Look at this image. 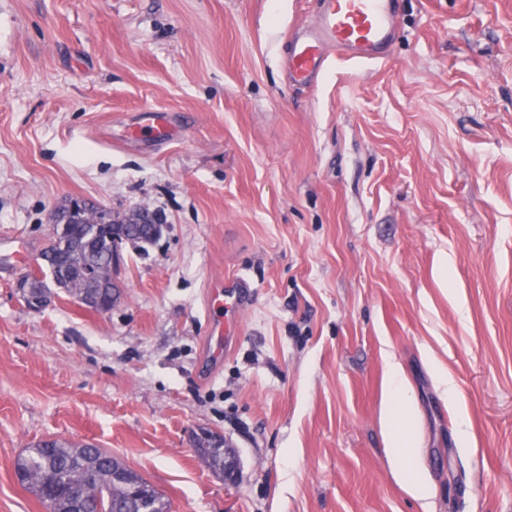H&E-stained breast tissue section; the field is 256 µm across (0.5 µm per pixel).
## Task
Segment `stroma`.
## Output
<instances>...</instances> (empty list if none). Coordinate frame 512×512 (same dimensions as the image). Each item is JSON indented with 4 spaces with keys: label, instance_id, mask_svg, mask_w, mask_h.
<instances>
[{
    "label": "stroma",
    "instance_id": "stroma-1",
    "mask_svg": "<svg viewBox=\"0 0 512 512\" xmlns=\"http://www.w3.org/2000/svg\"><path fill=\"white\" fill-rule=\"evenodd\" d=\"M399 7L385 61L295 89L314 0H0V512H47L14 462L49 439L111 452L172 512H512V0ZM146 112L179 137L115 140ZM74 199L164 224L123 244L105 313L17 288ZM229 277L251 299L214 361ZM389 354L423 500L382 421ZM224 447L229 445L224 441ZM224 447L211 448L200 444L197 445L196 453L199 458L216 474L224 475V482L233 484L236 482L239 473V461L237 454L229 456L224 464Z\"/></svg>",
    "mask_w": 512,
    "mask_h": 512
}]
</instances>
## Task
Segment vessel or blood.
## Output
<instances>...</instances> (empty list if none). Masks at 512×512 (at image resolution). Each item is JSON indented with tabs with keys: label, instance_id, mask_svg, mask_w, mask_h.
Masks as SVG:
<instances>
[{
	"label": "vessel or blood",
	"instance_id": "1",
	"mask_svg": "<svg viewBox=\"0 0 512 512\" xmlns=\"http://www.w3.org/2000/svg\"><path fill=\"white\" fill-rule=\"evenodd\" d=\"M399 32L397 0H318L312 25L287 40L285 66L292 85L311 88L327 69L330 57L354 64L384 61ZM177 125L166 112H147L125 127V142L173 138ZM251 295L249 285L229 280L223 292L213 294L211 304L222 316L214 325L218 340L232 342L239 331V316Z\"/></svg>",
	"mask_w": 512,
	"mask_h": 512
}]
</instances>
